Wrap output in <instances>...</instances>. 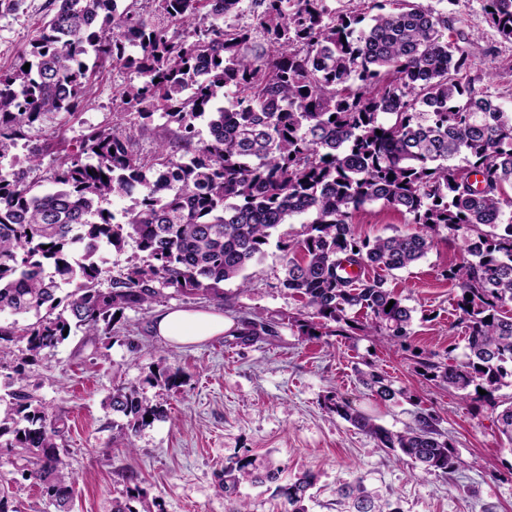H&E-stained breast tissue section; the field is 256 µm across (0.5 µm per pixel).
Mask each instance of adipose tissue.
I'll return each mask as SVG.
<instances>
[{
	"instance_id": "obj_1",
	"label": "adipose tissue",
	"mask_w": 512,
	"mask_h": 512,
	"mask_svg": "<svg viewBox=\"0 0 512 512\" xmlns=\"http://www.w3.org/2000/svg\"><path fill=\"white\" fill-rule=\"evenodd\" d=\"M227 322L223 314L210 310L158 309L151 328L175 345L200 343L223 335Z\"/></svg>"
}]
</instances>
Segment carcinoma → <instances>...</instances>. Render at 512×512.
Returning a JSON list of instances; mask_svg holds the SVG:
<instances>
[{"label":"carcinoma","mask_w":512,"mask_h":512,"mask_svg":"<svg viewBox=\"0 0 512 512\" xmlns=\"http://www.w3.org/2000/svg\"><path fill=\"white\" fill-rule=\"evenodd\" d=\"M151 2L144 14L117 0H48L29 70L0 72V161L25 130L73 115L104 67L142 77L121 92L138 120L86 134L82 153L95 163L77 155L53 165L46 177L53 190L29 178L41 170L45 148L29 151L24 177L0 164V314L15 316L0 323V355L19 344L22 362L48 359L72 328L93 342L108 338L116 313L150 308L165 288L206 300L222 298L220 284L230 279L242 278L245 288L246 267L300 215L310 220L289 244L294 256L281 281L303 302L296 326L307 336L359 330L403 342L412 335L411 310L383 276L351 277L345 268L405 269L445 228L463 232L468 254L448 273L460 290L468 353L448 364L432 353L420 362L422 375L462 392L485 390L512 446V398H495L512 384V110L465 75L468 55L444 38V0H392L393 8L370 17L338 12L327 0H251L249 25L224 22L242 0ZM484 8L512 42V0H484ZM127 33L138 34L136 56L127 53ZM157 112L179 134L146 164L130 144ZM201 117L209 139L194 148ZM115 195L133 199L119 217L102 207ZM375 201L414 228L357 236L350 215ZM128 239L148 260L106 273L99 249ZM354 309L365 321L348 315ZM278 326L252 319L243 335L273 336ZM181 375L164 367L154 380L170 389ZM25 381L16 370L0 394V447L13 451L16 470L58 512H71L74 482L59 444L65 423L49 419ZM359 383L382 402L395 399L379 373L361 372ZM108 406L125 419L114 425L123 440L145 417L165 414L124 386L112 389ZM327 409L426 474L449 478L462 464L433 413L418 412L394 431L337 394ZM252 466L246 457L230 459L224 491L251 477ZM265 479L276 474L254 477ZM313 485L305 472L278 487L289 512H307ZM336 494L347 512H399L377 503L360 478Z\"/></svg>","instance_id":"obj_1"}]
</instances>
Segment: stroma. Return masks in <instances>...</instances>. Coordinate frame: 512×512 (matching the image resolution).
<instances>
[{"instance_id": "35a3bbf8", "label": "stroma", "mask_w": 512, "mask_h": 512, "mask_svg": "<svg viewBox=\"0 0 512 512\" xmlns=\"http://www.w3.org/2000/svg\"><path fill=\"white\" fill-rule=\"evenodd\" d=\"M44 3L21 0L17 10H0V70L22 62L40 29ZM446 36L468 55L469 77L494 69L489 91L511 105L512 42L489 22L482 0L449 6ZM136 80L131 70L106 69L65 126L53 119L35 125L18 140L14 156L24 158L45 142L53 158L73 155L89 127L128 126L131 117L118 93ZM351 222L358 236L370 239L408 228L404 215L380 202L365 204ZM302 223L290 219L273 234L262 258L246 271L248 289L236 280L224 282L223 300L212 302L165 289L161 307L223 312L232 323L223 335L173 345L153 334L152 311L128 309L111 338L92 343L77 331L50 360L27 366L33 395L67 424L62 445L75 483L72 512H112L116 500L137 512H233L242 501L250 512H288L277 484L302 472L315 477L308 512H341L336 489L358 478L401 512H512V451L500 437L495 411L478 394L461 396L417 369L419 356L430 352L458 360L466 353L464 331L455 325L459 290L448 278L463 257L462 234L441 231L424 258L387 273L388 287L413 311L412 336L387 345L360 334L305 336L287 325L301 304L280 279ZM257 316L280 320L276 334L243 335V320ZM162 365L182 370L178 388L154 383ZM361 369L384 374L395 400L385 405L365 395L357 381ZM118 384L166 411L128 443L114 440V416L103 405ZM332 392L352 398L391 430L416 412L436 414L463 461L455 481L423 474L409 458L377 447L328 413L323 403ZM237 456L253 458L259 472L277 470L278 481L244 480L223 491L224 465Z\"/></svg>"}]
</instances>
